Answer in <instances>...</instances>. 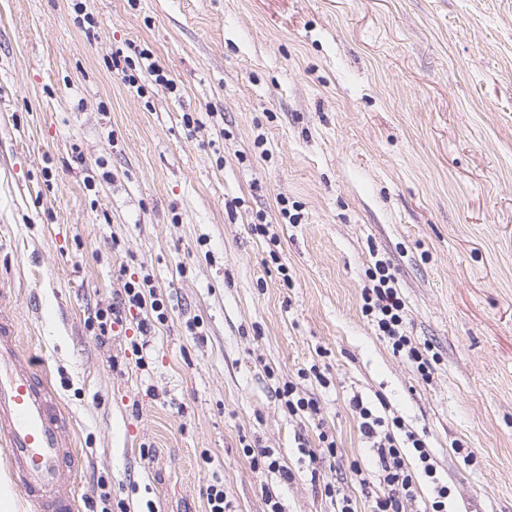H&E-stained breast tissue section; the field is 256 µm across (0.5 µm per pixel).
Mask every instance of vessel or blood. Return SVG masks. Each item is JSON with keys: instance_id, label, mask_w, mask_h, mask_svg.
I'll list each match as a JSON object with an SVG mask.
<instances>
[{"instance_id": "obj_1", "label": "vessel or blood", "mask_w": 512, "mask_h": 512, "mask_svg": "<svg viewBox=\"0 0 512 512\" xmlns=\"http://www.w3.org/2000/svg\"><path fill=\"white\" fill-rule=\"evenodd\" d=\"M0 446L32 512H74V491L63 478L79 465L73 436L53 388L25 364L14 321L2 308Z\"/></svg>"}]
</instances>
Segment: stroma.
<instances>
[{"label": "stroma", "instance_id": "stroma-1", "mask_svg": "<svg viewBox=\"0 0 512 512\" xmlns=\"http://www.w3.org/2000/svg\"><path fill=\"white\" fill-rule=\"evenodd\" d=\"M142 49L165 79L132 89L112 54ZM378 259L429 380L362 311ZM146 275L165 321L100 336ZM0 292L77 512H208L216 482L234 512H371L355 396L427 445L406 512L436 479L512 512V0H0ZM279 397L285 398V406L292 416L308 417L315 419L320 414L317 400L301 396L293 384H285L282 390H278Z\"/></svg>", "mask_w": 512, "mask_h": 512}]
</instances>
